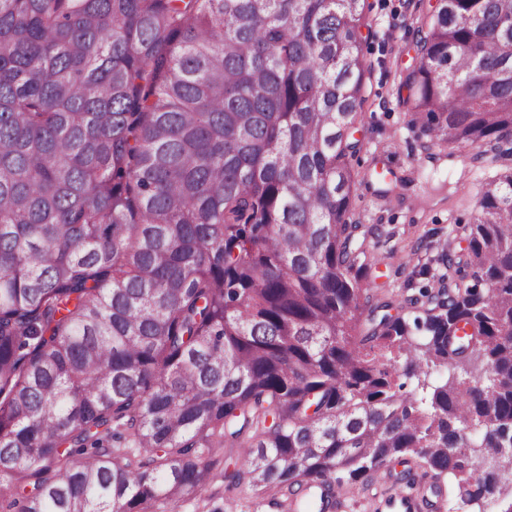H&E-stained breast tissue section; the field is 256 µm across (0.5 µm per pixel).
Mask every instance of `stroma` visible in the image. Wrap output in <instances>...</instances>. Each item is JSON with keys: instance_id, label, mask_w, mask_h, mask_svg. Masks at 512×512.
Instances as JSON below:
<instances>
[{"instance_id": "1", "label": "stroma", "mask_w": 512, "mask_h": 512, "mask_svg": "<svg viewBox=\"0 0 512 512\" xmlns=\"http://www.w3.org/2000/svg\"><path fill=\"white\" fill-rule=\"evenodd\" d=\"M436 0H366L371 34L364 42L370 66L366 100L356 134L361 146L352 161L358 183L351 219L366 235L367 280L374 298L393 302L426 288L453 287L445 255L466 257L461 225L470 223L487 164L450 154L428 143L419 114L400 103L398 88L415 66L410 35ZM385 172L386 183L372 174ZM174 512H264L247 491L213 481L201 496L178 503Z\"/></svg>"}]
</instances>
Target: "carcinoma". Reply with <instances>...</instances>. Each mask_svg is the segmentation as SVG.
Returning <instances> with one entry per match:
<instances>
[{"label":"carcinoma","mask_w":512,"mask_h":512,"mask_svg":"<svg viewBox=\"0 0 512 512\" xmlns=\"http://www.w3.org/2000/svg\"><path fill=\"white\" fill-rule=\"evenodd\" d=\"M366 10L0 0V486L28 489L0 512H149L202 493L210 448L296 512L394 461L500 498L479 451L512 450V167L454 290L361 329ZM412 35L423 133L512 161V0H440Z\"/></svg>","instance_id":"obj_1"}]
</instances>
